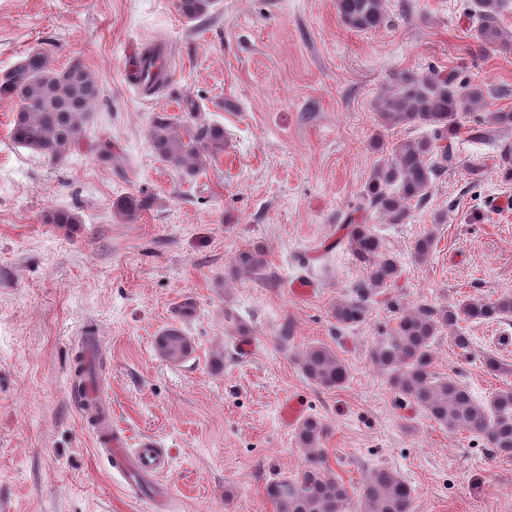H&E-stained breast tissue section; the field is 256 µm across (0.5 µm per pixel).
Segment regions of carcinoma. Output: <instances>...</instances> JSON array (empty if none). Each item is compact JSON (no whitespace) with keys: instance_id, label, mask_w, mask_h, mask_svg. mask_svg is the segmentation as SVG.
Returning <instances> with one entry per match:
<instances>
[{"instance_id":"cac0c4a2","label":"carcinoma","mask_w":512,"mask_h":512,"mask_svg":"<svg viewBox=\"0 0 512 512\" xmlns=\"http://www.w3.org/2000/svg\"><path fill=\"white\" fill-rule=\"evenodd\" d=\"M215 0H178V10L192 21L205 16ZM339 21L352 31L370 32L386 23L385 0H336ZM512 10V0H472L475 18L474 46L480 51L512 48V37L500 25ZM148 63L156 67L154 84L168 80L162 55L157 49L144 51ZM100 95V86L91 70L79 62L57 69L47 53L32 51L0 80V98L14 100L10 136L35 154L60 160L80 147L82 125ZM485 100L480 84L465 83L455 71L433 69L425 74L404 71L392 78L391 87L376 104L382 128L424 125L432 136L406 140L390 148L381 135L371 147L380 154L378 164L363 186L360 206L343 217L346 242L355 260L369 272L377 288L397 285L403 271L386 240L370 225L372 216L388 224H404L414 204L423 203L434 181L461 164L456 138L461 128V112L467 105ZM476 132L491 126L500 131L512 128V110L499 109L474 120ZM150 140L158 159L194 176L208 159L224 151V130L216 126L187 128L181 136L172 123L158 115L150 129ZM155 205V197L145 192L128 193L112 203L119 219L133 223ZM436 245L435 236L425 233L413 245L414 259L424 262ZM265 264L260 247L237 253L230 273L255 271ZM369 293L336 301L333 317L339 325L365 321ZM398 316L395 325L377 338L371 350L374 364L389 374L394 390L413 402L435 422L450 430H465L481 436L499 455L512 457V387L494 392L487 402L472 398L467 388L452 376H440L433 369L432 349L437 338L448 334V342L463 352L470 339L463 322H493L512 317V294L492 300L469 299L447 304L420 303L403 310L391 300ZM155 347L165 360L177 363L193 351L191 337L170 327L156 336ZM483 365L493 375H512V364L489 354ZM299 367L303 376L324 389H339L349 377L347 364L335 351L314 345L302 352ZM326 426L315 417L304 419L297 428V444L309 452L305 467L295 478H276L266 486L267 497L278 512H342L351 500L350 490L327 463L320 444ZM414 490L393 471L378 467L369 472L358 494L360 512H409Z\"/></svg>"}]
</instances>
